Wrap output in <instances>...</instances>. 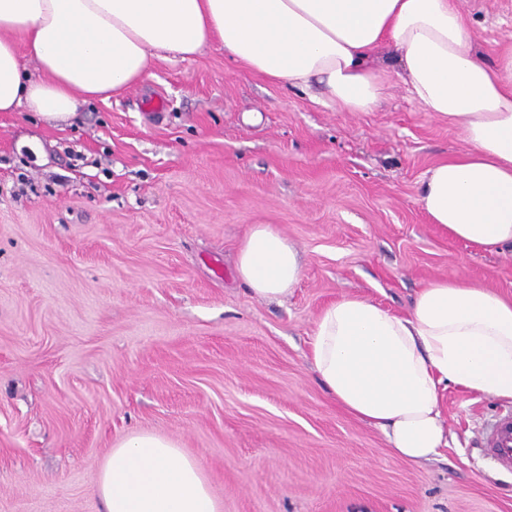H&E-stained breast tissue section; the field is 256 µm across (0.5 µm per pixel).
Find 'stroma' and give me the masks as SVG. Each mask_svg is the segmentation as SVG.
<instances>
[{
    "label": "stroma",
    "instance_id": "stroma-1",
    "mask_svg": "<svg viewBox=\"0 0 512 512\" xmlns=\"http://www.w3.org/2000/svg\"><path fill=\"white\" fill-rule=\"evenodd\" d=\"M493 57L512 0H455ZM64 123L0 112V512H104L101 465L150 432L201 466L222 512H512L474 445L501 401L440 392L449 445L415 464L316 378L319 312L349 294L394 314L455 276L512 300V253L430 223L426 172L460 129L393 79L331 110L210 45ZM164 98L162 120L144 101ZM298 249L278 302L237 277L251 226Z\"/></svg>",
    "mask_w": 512,
    "mask_h": 512
}]
</instances>
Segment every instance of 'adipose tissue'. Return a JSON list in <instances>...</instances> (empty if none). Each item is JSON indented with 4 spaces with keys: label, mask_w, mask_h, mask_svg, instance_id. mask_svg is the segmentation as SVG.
Listing matches in <instances>:
<instances>
[{
    "label": "adipose tissue",
    "mask_w": 512,
    "mask_h": 512,
    "mask_svg": "<svg viewBox=\"0 0 512 512\" xmlns=\"http://www.w3.org/2000/svg\"><path fill=\"white\" fill-rule=\"evenodd\" d=\"M213 43L267 81L318 88L316 103L346 112L372 111L400 77L469 145L428 170L422 210L455 239L512 250V50L479 52L453 0H0V112L63 122L144 81L159 53L185 59ZM387 43L397 68L373 63ZM29 59L41 79L28 77ZM236 265L269 300L301 275L296 249L267 224L248 231ZM310 360L332 399L395 454L428 460L448 445L442 386L512 401V300L454 277L421 288L404 316L346 295L318 315ZM97 491L106 512H221L199 464L149 433L112 448Z\"/></svg>",
    "instance_id": "ef3b65f1"
}]
</instances>
